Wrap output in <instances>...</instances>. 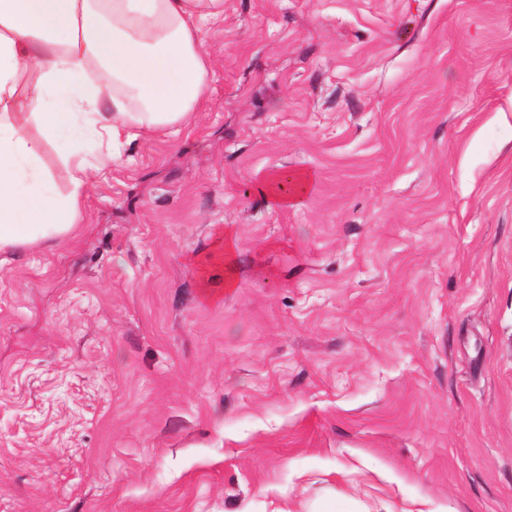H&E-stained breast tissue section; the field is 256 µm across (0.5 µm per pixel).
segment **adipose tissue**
Here are the masks:
<instances>
[{
  "mask_svg": "<svg viewBox=\"0 0 512 512\" xmlns=\"http://www.w3.org/2000/svg\"><path fill=\"white\" fill-rule=\"evenodd\" d=\"M224 0H0V254L70 235L91 183L84 157L62 161L49 191L46 145L74 129L105 143L187 125L208 91L203 31Z\"/></svg>",
  "mask_w": 512,
  "mask_h": 512,
  "instance_id": "ef3b65f1",
  "label": "adipose tissue"
}]
</instances>
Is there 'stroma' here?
Returning a JSON list of instances; mask_svg holds the SVG:
<instances>
[{
  "instance_id": "1",
  "label": "stroma",
  "mask_w": 512,
  "mask_h": 512,
  "mask_svg": "<svg viewBox=\"0 0 512 512\" xmlns=\"http://www.w3.org/2000/svg\"><path fill=\"white\" fill-rule=\"evenodd\" d=\"M203 39L192 123L0 265V512H512V0ZM296 182L299 185V192L294 195H284L277 190V182L279 180V174L272 172L267 175L265 180L262 182L260 192L273 206L277 208H292L298 205L306 193L310 177L307 173L300 172L295 175Z\"/></svg>"
}]
</instances>
